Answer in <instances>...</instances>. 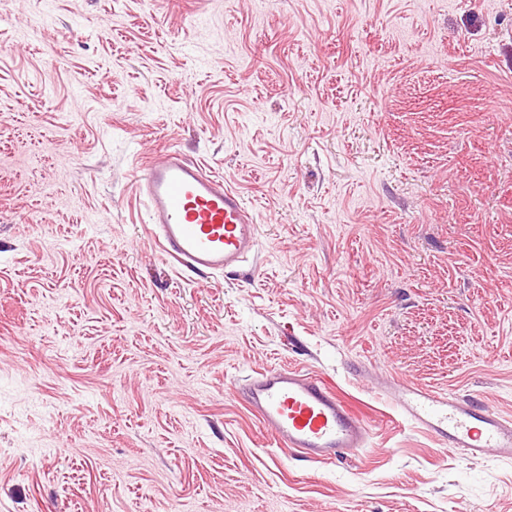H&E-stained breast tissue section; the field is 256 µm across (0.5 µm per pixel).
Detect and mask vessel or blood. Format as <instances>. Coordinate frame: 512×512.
<instances>
[{
  "mask_svg": "<svg viewBox=\"0 0 512 512\" xmlns=\"http://www.w3.org/2000/svg\"><path fill=\"white\" fill-rule=\"evenodd\" d=\"M138 187L151 213V235L164 255L201 274L233 270L259 252L254 216L241 195L178 149L150 156L138 167ZM249 407L279 446L312 462L335 463L366 447L361 414L316 375L288 366L264 369L242 386ZM389 401L444 448L472 458L495 449L512 459V418L482 400L402 383Z\"/></svg>",
  "mask_w": 512,
  "mask_h": 512,
  "instance_id": "obj_1",
  "label": "vessel or blood"
}]
</instances>
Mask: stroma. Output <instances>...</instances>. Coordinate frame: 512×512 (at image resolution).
<instances>
[{"label": "stroma", "instance_id": "1", "mask_svg": "<svg viewBox=\"0 0 512 512\" xmlns=\"http://www.w3.org/2000/svg\"><path fill=\"white\" fill-rule=\"evenodd\" d=\"M170 146L257 263L160 251ZM284 364L368 446H277L236 389ZM404 381L512 417V0H0V512H512Z\"/></svg>", "mask_w": 512, "mask_h": 512}]
</instances>
